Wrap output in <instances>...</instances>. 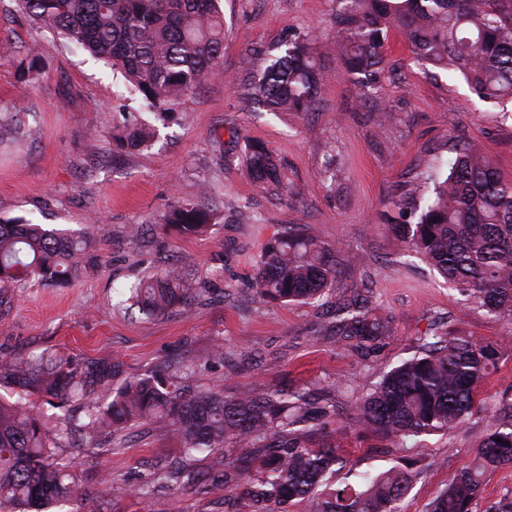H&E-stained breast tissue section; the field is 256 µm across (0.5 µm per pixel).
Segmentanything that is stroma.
<instances>
[{
	"label": "stroma",
	"instance_id": "1",
	"mask_svg": "<svg viewBox=\"0 0 512 512\" xmlns=\"http://www.w3.org/2000/svg\"><path fill=\"white\" fill-rule=\"evenodd\" d=\"M338 0H219L224 19L222 75L188 97L184 118L159 123L120 72L50 31L33 27L13 0H0V215L92 235L93 264L69 287L17 283L0 294V357L63 352L81 360L112 357L128 375L157 370L196 389L309 391L330 401L319 438L335 440L344 468L336 483L409 460L417 477L403 512L428 504L469 464L490 416L512 398V325L492 319L460 296L420 255L382 227L391 200L411 187L428 197L429 173L445 169L458 144L493 157L512 182V103L478 99L461 76L432 68L399 33L383 49L381 88L358 91L338 59L322 88L320 111L274 114L243 110L239 77L280 55L289 33L333 41ZM25 124L10 126L15 110ZM157 126L159 136L121 148L123 117ZM275 153L288 192L262 190L241 161L245 140ZM201 198L221 219L208 236L170 231L134 243L132 225L155 224L177 199ZM309 226L334 245L342 277L322 305L259 303L249 286L252 263L274 234ZM167 262L202 286L185 314L146 317L116 293ZM366 284L370 301L394 318V335L375 353L344 351L327 327L347 289ZM491 343L502 358L482 387L483 404L459 428L402 445L361 423L356 399L384 371L413 355L436 323ZM223 345V359L212 350ZM177 445L154 425L137 423L102 436L98 445H61L90 497L83 506L48 512H149L134 489L170 462ZM201 481L160 489L164 512H217L213 480L223 452L201 453Z\"/></svg>",
	"mask_w": 512,
	"mask_h": 512
}]
</instances>
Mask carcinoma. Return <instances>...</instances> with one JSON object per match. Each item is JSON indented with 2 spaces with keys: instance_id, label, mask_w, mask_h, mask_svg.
<instances>
[{
  "instance_id": "obj_1",
  "label": "carcinoma",
  "mask_w": 512,
  "mask_h": 512,
  "mask_svg": "<svg viewBox=\"0 0 512 512\" xmlns=\"http://www.w3.org/2000/svg\"><path fill=\"white\" fill-rule=\"evenodd\" d=\"M21 13L120 69L144 102L168 115L182 110L193 90L221 73L224 22L216 0H15ZM332 50L345 73L365 88L383 72L382 48L398 32L420 61L460 74L481 100L512 99V0H339ZM276 57L243 87L244 99L268 112L317 110L330 77L322 53L306 33L291 35ZM119 140L130 148L149 145L156 132L134 122ZM246 170L258 185L282 187L280 166L262 142L243 148ZM448 171L429 175L433 197L413 224L392 227L408 249L425 256L455 289L488 315L512 323V184L492 160L468 145L457 147ZM218 217L195 201L172 205L157 227L203 235ZM87 235L68 237L24 216H0V289L35 281L62 287L87 258ZM337 248L306 229L270 237L255 259L251 288L263 302L314 304L335 283ZM150 316L184 302L193 286L171 264L129 288ZM394 335L392 319L353 292L338 309L336 342L345 351L370 354ZM499 352L457 331L433 330L419 351L386 372L357 401L362 422L392 442L448 432L480 404V388L497 369ZM121 374L101 360L82 366L58 352L33 359H0V377L18 397L0 398V512H43L58 501L83 498L68 466L51 449L66 440L76 447L114 434L134 420L153 422L180 445L171 461L136 488L186 486L199 480L195 453L229 445L250 449V458L224 457L226 512H401L415 474L394 466L364 473L349 484L330 478L343 464L332 443L312 446L318 418L301 392L240 390L224 394L213 385L188 394L161 374L125 379L88 421L44 414L31 397L53 408L71 402ZM512 464V403L502 405L480 438L472 462L430 504L428 512H472L487 469Z\"/></svg>"
}]
</instances>
